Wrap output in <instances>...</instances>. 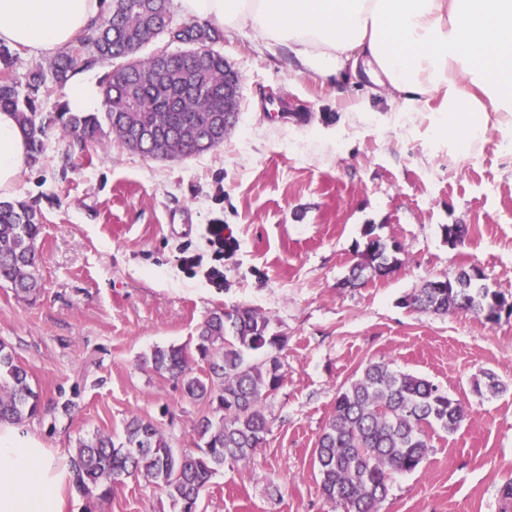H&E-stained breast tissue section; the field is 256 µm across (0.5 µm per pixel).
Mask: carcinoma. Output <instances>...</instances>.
<instances>
[{
  "mask_svg": "<svg viewBox=\"0 0 512 512\" xmlns=\"http://www.w3.org/2000/svg\"><path fill=\"white\" fill-rule=\"evenodd\" d=\"M172 21L171 0H111L108 16L73 39L45 67L32 70L26 91L0 70V108L12 110L30 139L29 165L40 162L46 124L83 143L102 144L116 136L128 150L167 160L210 151L224 143L216 117L236 122L239 92L224 100V55L214 49L224 33L207 24L185 22L176 33L186 50L142 58L141 49L165 42ZM117 61L102 79L100 112L57 105L39 117L37 100L47 84L63 86L74 74ZM232 111L224 113V104ZM149 129L148 139L138 137ZM39 216L23 201H0V285L33 299L41 282L36 241ZM360 260L348 284L368 272L393 271L397 259L388 245L365 229ZM404 304L443 315L465 312L488 322L512 305L491 300L471 271L430 279ZM285 339L270 332V319L248 306L216 309L201 324L195 349L156 346L142 358L154 372L175 380L183 394L207 404L195 425V449L176 448L159 427L131 417L116 440L97 434L78 443L69 484L100 501L109 499L122 477H142L166 496L170 512H197L202 493L224 465L247 464L269 432L263 402L280 386L282 364L274 351ZM204 361L201 377L190 366ZM40 394L17 364L11 346L0 340V425H18L35 415ZM469 416L440 385L385 362H370L336 395L314 448L322 495L339 512H378L395 476L416 472L430 449V433L456 432Z\"/></svg>",
  "mask_w": 512,
  "mask_h": 512,
  "instance_id": "cac0c4a2",
  "label": "carcinoma"
}]
</instances>
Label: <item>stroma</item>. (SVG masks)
<instances>
[{"mask_svg": "<svg viewBox=\"0 0 512 512\" xmlns=\"http://www.w3.org/2000/svg\"><path fill=\"white\" fill-rule=\"evenodd\" d=\"M241 78L235 126L204 154L161 161L79 148L55 126L17 199L41 212L42 287L26 300L0 286V340L42 394L20 433L67 472L79 439L122 436L152 420L192 447L207 405L141 366L157 346H194L218 307L248 306L285 337L283 382L265 402L269 433L249 465L220 469L198 512H336L321 493L314 448L338 391L371 362L441 385L470 409L454 434L433 432L418 471L396 476L380 512H502L512 479V315L495 323L433 315L402 299L437 276L477 268L512 302V126L488 114L464 150L433 131L429 112L399 111L366 81H321L247 32L219 46ZM370 109L354 111L360 98ZM237 248L224 285L189 276L182 251L210 259L206 227ZM466 225L464 244L443 228ZM398 244L397 268L353 287L363 232ZM502 389L483 391L487 374ZM64 512H169L153 484L127 478L97 502L61 481Z\"/></svg>", "mask_w": 512, "mask_h": 512, "instance_id": "obj_1", "label": "stroma"}]
</instances>
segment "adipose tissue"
Listing matches in <instances>:
<instances>
[{
    "instance_id": "obj_1",
    "label": "adipose tissue",
    "mask_w": 512,
    "mask_h": 512,
    "mask_svg": "<svg viewBox=\"0 0 512 512\" xmlns=\"http://www.w3.org/2000/svg\"><path fill=\"white\" fill-rule=\"evenodd\" d=\"M180 12L223 31L252 32L316 78H367L417 111L438 99L435 134L481 145L487 113L512 122V0H176ZM104 10L103 0H0V44L62 51ZM29 140L0 110V199L26 170ZM47 449L0 431V512H63Z\"/></svg>"
}]
</instances>
